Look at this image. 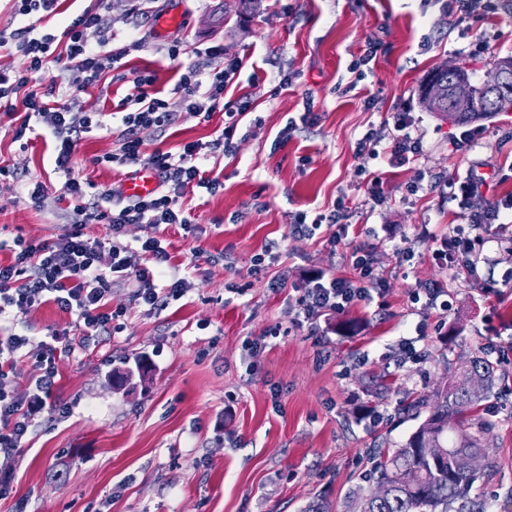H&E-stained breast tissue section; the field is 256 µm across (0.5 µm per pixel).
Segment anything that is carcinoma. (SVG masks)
Masks as SVG:
<instances>
[{
    "label": "carcinoma",
    "instance_id": "cac0c4a2",
    "mask_svg": "<svg viewBox=\"0 0 512 512\" xmlns=\"http://www.w3.org/2000/svg\"><path fill=\"white\" fill-rule=\"evenodd\" d=\"M463 78L471 112H454L453 86ZM424 87L431 91L422 101L431 112L456 121H469L479 112H500V102L512 97V85L494 89L486 81L477 83L463 67L437 69ZM493 367L473 359L461 380H448L433 398L418 397L403 406L413 419H421L406 442L392 450L374 451L366 476L374 487L353 492L351 512H489L483 496L471 495L480 471L469 466V459L480 456L485 468L495 460L481 447L485 427L473 422L474 406L486 397L493 381Z\"/></svg>",
    "mask_w": 512,
    "mask_h": 512
}]
</instances>
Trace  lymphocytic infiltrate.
<instances>
[{
	"instance_id": "f902f5d3",
	"label": "lymphocytic infiltrate",
	"mask_w": 512,
	"mask_h": 512,
	"mask_svg": "<svg viewBox=\"0 0 512 512\" xmlns=\"http://www.w3.org/2000/svg\"><path fill=\"white\" fill-rule=\"evenodd\" d=\"M108 7V0H98L97 8L85 9L63 31L67 68L78 74L85 88L100 85L106 72L126 55L122 49H107L103 38L92 43L85 37L91 28L101 35L106 33L104 12ZM53 44V38L39 35L33 23L9 32L0 29V48L15 49L24 60V69L16 78L0 76V103L20 99L27 117L35 118L49 131L55 144V168L65 176L61 193L74 203L69 231L39 243L17 240L11 261L0 263V320L11 310L29 311L51 302L61 311L76 315L78 335L73 338L55 331L40 341L35 357L39 373L29 380L24 393L0 388V455L7 457L18 453L42 422L69 416V407L55 398L57 362L73 355L76 345L85 346L111 335L114 322L124 316V307L112 303L111 281L134 283V299L150 311L182 297L189 288L188 279L179 276L178 265L162 247L156 232L175 224L186 233H195L196 227L179 200L197 187L212 194L219 191L221 183L210 176L205 163L208 157L230 149L252 105L247 96L225 100L224 90L240 74L243 62L225 58L223 47L218 45L196 51L191 62L175 70L173 97L159 95L153 74L134 73L131 91L123 100L128 111L121 119L119 148L106 161L120 167H149L155 171L158 185L151 195L139 198L125 197L118 187L101 192L89 179L75 175L72 157L84 134L104 128L102 113L84 111L76 99L54 104L59 93L56 85H49L41 93L28 88L33 78L45 72ZM216 58L223 59V68H212ZM181 111L206 119L223 112L224 128L215 139L186 143L177 154L160 149L144 154L141 130L168 129ZM415 123L408 109L397 107L389 131L371 129L359 139L358 156L375 159L384 155L395 168L417 160L421 146L411 135ZM481 182V177L472 172L462 179L431 181L425 187L430 191L448 189L451 200L471 209L467 226H451L440 239L441 254L449 268L470 266L482 231L497 223L503 211L512 210L511 197H484L479 191ZM89 224L107 225L109 237L88 236L84 228ZM129 224H145L150 229L149 235L137 241L139 252L148 258L147 264H130L129 248L119 242ZM351 257L357 278H328L315 273L298 285L297 314L310 326H317L323 316L370 303L374 293L384 289L386 282L376 274L369 248L356 246Z\"/></svg>"
}]
</instances>
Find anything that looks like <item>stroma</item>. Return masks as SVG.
<instances>
[{"label": "stroma", "instance_id": "obj_1", "mask_svg": "<svg viewBox=\"0 0 512 512\" xmlns=\"http://www.w3.org/2000/svg\"><path fill=\"white\" fill-rule=\"evenodd\" d=\"M172 6L182 22L158 36L156 21ZM110 32L111 49L128 54L104 85L78 89L62 60L29 84L40 92L61 77L65 94H77L85 111L111 114L110 130L85 134L73 157L76 173L98 188L126 176L95 159L118 147L115 112L131 72H152L168 90L175 64L189 63L186 55L170 60V45H223L225 56L243 61L224 97L247 94L253 106L235 151L208 162L223 190L197 188L182 199L196 234L176 227L159 233L174 262L190 264L191 290L148 312L129 283H112L113 303L126 309L121 329L79 357L60 359L55 393L73 413L43 423L18 456L0 457V476L12 487L0 512H304L317 499L341 512L364 483L370 450L400 445L415 430L400 402L433 394L476 357L495 369L477 409L489 424L481 444L495 466L476 487L491 495V512H512V215L502 214L477 245L473 270H451L433 252L449 226L468 222V211L435 193L402 198L421 178L462 177L470 169L483 177L487 195L512 194V111L474 121L481 134L463 155L452 144L460 125L420 99L422 83L440 65H469L480 82L512 57V11L500 0H480L459 24L426 0H144L138 12L112 10ZM477 34L488 49L474 55ZM369 39L379 44L377 58L358 81L350 64ZM285 73L292 83L282 90ZM401 104L416 118L418 159L393 168L383 156L359 158L358 139L382 128ZM308 107L316 122L281 140L289 118ZM23 120L22 109L0 107V163L41 178L48 193L36 210L18 187L0 182L4 261L16 239L38 243L68 226L64 176L53 169L50 143L29 132L27 147L13 140ZM222 121L218 113L207 122L184 116L140 136L145 152L175 153L186 142L215 139ZM377 174L392 198L372 207L365 181ZM340 199L355 239L330 248L333 224L310 238L292 234L289 214L327 213ZM406 238L414 257L401 265L393 247ZM357 242L374 245L385 290L367 306L330 315L315 334L296 319L293 289L268 286L281 264L259 279L247 274L252 257L269 247L291 266L292 280L309 272L351 277ZM487 282L495 296H483ZM435 283L447 287L437 305L413 301ZM74 322L47 303L14 312L12 330L39 341ZM258 336L265 346L250 352L246 343ZM407 343L424 359L404 358ZM142 355L152 367L148 380L113 389L112 371Z\"/></svg>", "mask_w": 512, "mask_h": 512}]
</instances>
